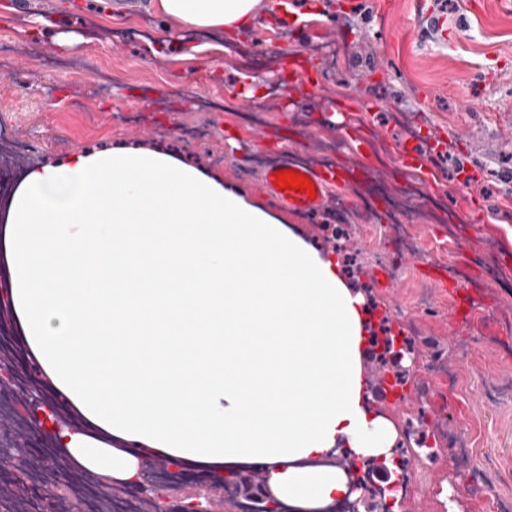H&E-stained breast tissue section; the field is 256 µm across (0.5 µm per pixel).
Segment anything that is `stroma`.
<instances>
[{
  "label": "stroma",
  "instance_id": "obj_1",
  "mask_svg": "<svg viewBox=\"0 0 512 512\" xmlns=\"http://www.w3.org/2000/svg\"><path fill=\"white\" fill-rule=\"evenodd\" d=\"M0 11V44L13 51L20 76H0V124L39 153L6 163L0 206L8 207L22 171L85 148L118 143L159 145L223 179L252 203L279 217L320 251L344 247L368 308L396 321L409 341L411 391L375 400L398 431L423 424L444 431L437 460L412 459L424 470L421 493L403 512H495L497 496H512V396L490 397L489 381L512 382V7L501 0H431L445 13L448 44L436 46L414 25L415 0H288L294 20L259 15L246 33H190L205 46L200 61L156 39L160 18L125 13L111 0H15ZM58 17L80 34L72 47L53 36L20 37L37 18ZM293 58L306 60L317 85L288 88L290 109L270 94L257 107L238 96L241 84L268 78ZM354 97L362 111L337 128L338 103ZM442 131L461 161L485 164L486 223H470L447 162L439 190L404 170L391 146L426 144ZM387 158L360 182L333 187L326 213L289 210L259 185L262 169L289 151L313 167H347L356 138ZM335 221L330 239L323 228ZM412 227L402 242L400 225ZM433 260L448 274L466 269L484 315L463 330L448 326L439 298L422 305L417 264ZM467 455H454L459 445Z\"/></svg>",
  "mask_w": 512,
  "mask_h": 512
}]
</instances>
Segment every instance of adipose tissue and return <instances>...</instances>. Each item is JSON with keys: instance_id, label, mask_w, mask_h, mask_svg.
Listing matches in <instances>:
<instances>
[{"instance_id": "1", "label": "adipose tissue", "mask_w": 512, "mask_h": 512, "mask_svg": "<svg viewBox=\"0 0 512 512\" xmlns=\"http://www.w3.org/2000/svg\"><path fill=\"white\" fill-rule=\"evenodd\" d=\"M162 43L237 34L262 0H151ZM0 233L31 352L83 430L60 445L124 482L142 455L220 477L262 465L291 506L348 495L328 460L397 433L363 378L364 298L340 263L223 180L160 149H84L29 169Z\"/></svg>"}]
</instances>
